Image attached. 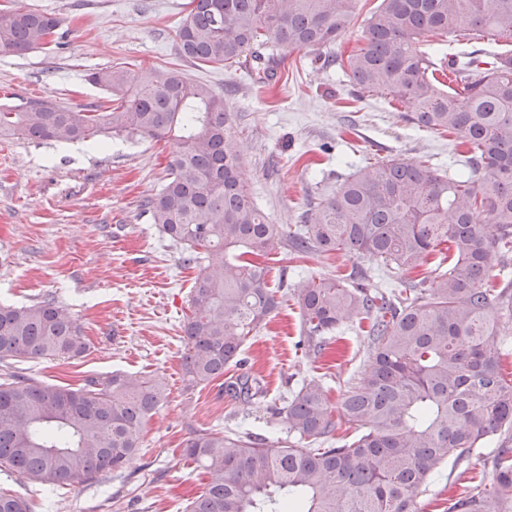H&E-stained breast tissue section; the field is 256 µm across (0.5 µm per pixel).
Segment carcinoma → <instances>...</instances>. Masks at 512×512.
Returning <instances> with one entry per match:
<instances>
[{"instance_id":"carcinoma-1","label":"carcinoma","mask_w":512,"mask_h":512,"mask_svg":"<svg viewBox=\"0 0 512 512\" xmlns=\"http://www.w3.org/2000/svg\"><path fill=\"white\" fill-rule=\"evenodd\" d=\"M359 0H190L179 30L184 58L199 66H244L258 84L276 76L269 46L331 49ZM60 20L37 11L0 14V53L45 49ZM438 39L431 51L422 38ZM512 0H381L366 20L363 45L325 62L361 91L383 90L409 103L408 119L453 133L467 148L464 168L429 160L370 163L336 193L307 205L283 234L241 178V146L224 98L206 82L172 71L144 80L123 64L88 80L111 95L102 112H73L30 100L0 109V139L74 142L100 133L178 140L162 189L143 208L183 247L187 265L205 261L184 324L183 368L207 386L243 363L247 338L280 306L268 255L281 240L297 254L369 255L395 276L393 288L340 278L303 281L296 299L314 352L350 318L368 321L370 356L360 382L338 405L316 380L282 409L288 439L240 431H195L184 456L208 475L186 512H414L415 500L444 464L512 432V378L502 368L501 322L512 318ZM470 49L439 65L443 39ZM453 75L441 88L438 75ZM434 276L406 277L442 244ZM498 269L502 284L485 282ZM89 342L54 299L0 305V361L75 359ZM229 396H266L248 374L224 382ZM157 375L113 371L71 389L6 373L0 378V471L46 492L91 483L122 469L141 448L145 424L166 398ZM355 426L336 445L334 411ZM494 480L465 492L448 512H512V448L500 444ZM0 512H33L0 490Z\"/></svg>"}]
</instances>
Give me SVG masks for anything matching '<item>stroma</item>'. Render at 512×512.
Wrapping results in <instances>:
<instances>
[{"mask_svg":"<svg viewBox=\"0 0 512 512\" xmlns=\"http://www.w3.org/2000/svg\"><path fill=\"white\" fill-rule=\"evenodd\" d=\"M190 0H0V10L39 9L60 18L48 49L0 54V104L45 99L75 112L107 105L90 84L94 69L132 64L143 77L181 71L210 84L236 120L242 179L271 223H297L306 202L334 194L358 167L376 158L429 157L438 169L459 160L456 136L435 134L406 119L411 107L379 91L359 93L348 77L326 67L319 51L274 48L282 64L262 87L244 68H200L179 53L177 28ZM175 138L157 141L102 134L60 143L0 140V304L31 305L52 297L91 341L71 360L14 364L37 380L79 387L115 370L157 374L167 397L146 424L139 452L122 471L92 484L59 488L51 512H184L204 475L182 450L201 429L286 434L279 409L304 381L318 379L338 403L359 381L369 340L345 322L322 355L305 343L295 293L301 279L371 271L372 285L390 279L376 259L343 254L292 257L273 253L286 274L275 283L281 305L245 343L244 368L264 384V404L231 399L218 383L187 388L183 323L199 268L182 266V248L162 235L142 209L167 179ZM489 442L468 462L447 460L416 500V512H446L463 489L490 483Z\"/></svg>","mask_w":512,"mask_h":512,"instance_id":"35a3bbf8","label":"stroma"}]
</instances>
